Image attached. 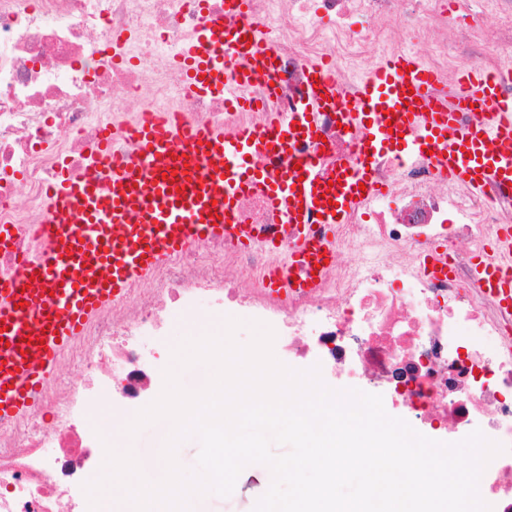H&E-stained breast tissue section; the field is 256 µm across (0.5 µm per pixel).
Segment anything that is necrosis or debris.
Here are the masks:
<instances>
[{
    "mask_svg": "<svg viewBox=\"0 0 512 512\" xmlns=\"http://www.w3.org/2000/svg\"><path fill=\"white\" fill-rule=\"evenodd\" d=\"M224 0H0V224L16 225L0 252V282L39 249L49 186L63 171L92 175L109 132L116 157L137 155L132 130L144 118L183 114L225 127L260 115L219 96H190L175 59ZM390 25L447 19L437 0H251L238 24L274 36L275 94L262 82L245 93L273 112L305 93L308 61L330 57L341 91L353 85L368 37L352 20ZM383 186L336 234L338 256L319 288L279 299L260 283L271 258L261 247L203 243L160 267L129 300L104 310L66 354L78 371L49 385L46 416L0 428V512H75L71 487L88 472L75 422L95 400L139 398L152 384L142 340L159 335L171 311L213 302L244 311L283 336L289 354L318 351L324 369H344L423 422L453 433L479 423L504 447L484 469L480 494L512 512V307L480 288L474 258L512 224V196L468 193L419 160L382 162ZM445 246L451 272L433 277L426 253Z\"/></svg>",
    "mask_w": 512,
    "mask_h": 512,
    "instance_id": "1",
    "label": "necrosis or debris"
}]
</instances>
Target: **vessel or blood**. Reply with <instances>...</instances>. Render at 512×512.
I'll return each instance as SVG.
<instances>
[{"label": "vessel or blood", "instance_id": "1", "mask_svg": "<svg viewBox=\"0 0 512 512\" xmlns=\"http://www.w3.org/2000/svg\"><path fill=\"white\" fill-rule=\"evenodd\" d=\"M188 89L240 101L253 79L270 83L272 37L256 25L211 20L187 48ZM308 92L296 111L267 112L259 125L227 133L220 123L168 122L137 131V160L107 170L105 180L62 175L50 189L40 227L42 251L0 284V426L40 410L61 354L108 304L186 249L228 238L283 252L263 285L279 294L318 287L323 262H335L336 227L375 194L373 161L395 155L430 158L450 180L474 192L512 185V60L493 72L461 74L454 83L418 59L385 57L349 98L336 91L329 61L308 62ZM352 128L355 161L327 169L317 151L321 113ZM478 119L461 127L458 113ZM180 146H173V138ZM262 195L281 231L244 223L242 196ZM286 240H279V233ZM497 261L478 258V283L512 304V227L501 232Z\"/></svg>", "mask_w": 512, "mask_h": 512}]
</instances>
